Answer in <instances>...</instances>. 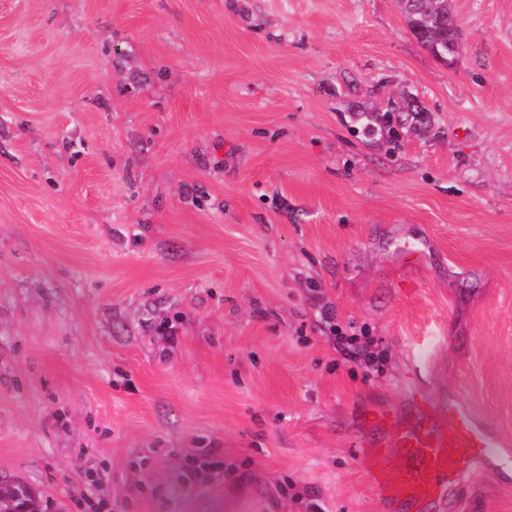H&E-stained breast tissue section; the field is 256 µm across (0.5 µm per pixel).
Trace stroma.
I'll list each match as a JSON object with an SVG mask.
<instances>
[{"mask_svg": "<svg viewBox=\"0 0 512 512\" xmlns=\"http://www.w3.org/2000/svg\"><path fill=\"white\" fill-rule=\"evenodd\" d=\"M451 9L452 68L398 0H0V482L382 512L358 438L414 388L512 438V0Z\"/></svg>", "mask_w": 512, "mask_h": 512, "instance_id": "obj_1", "label": "stroma"}]
</instances>
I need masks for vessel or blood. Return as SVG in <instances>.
Segmentation results:
<instances>
[{"mask_svg":"<svg viewBox=\"0 0 512 512\" xmlns=\"http://www.w3.org/2000/svg\"><path fill=\"white\" fill-rule=\"evenodd\" d=\"M360 441L387 512H427L465 476L512 469V441L485 416L424 388L407 410L374 414Z\"/></svg>","mask_w":512,"mask_h":512,"instance_id":"1","label":"vessel or blood"}]
</instances>
